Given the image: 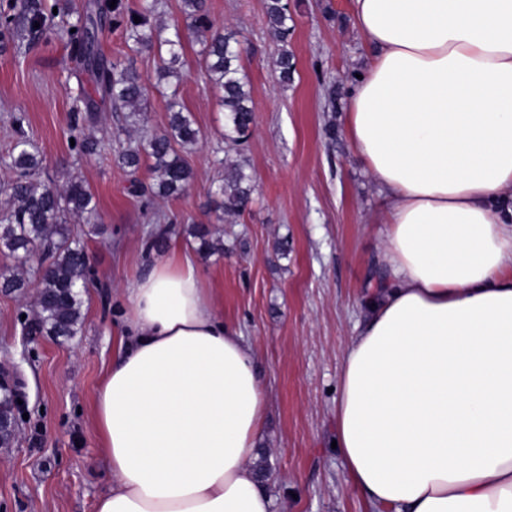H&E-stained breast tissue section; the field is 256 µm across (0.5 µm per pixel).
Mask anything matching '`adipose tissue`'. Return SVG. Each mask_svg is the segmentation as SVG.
<instances>
[{"instance_id":"1","label":"adipose tissue","mask_w":512,"mask_h":512,"mask_svg":"<svg viewBox=\"0 0 512 512\" xmlns=\"http://www.w3.org/2000/svg\"><path fill=\"white\" fill-rule=\"evenodd\" d=\"M352 13L345 129L386 200L385 280L337 375V448L376 512H512V0ZM93 412L96 512H271L260 369L180 248L128 288Z\"/></svg>"}]
</instances>
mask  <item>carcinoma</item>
I'll return each instance as SVG.
<instances>
[{
    "instance_id": "obj_1",
    "label": "carcinoma",
    "mask_w": 512,
    "mask_h": 512,
    "mask_svg": "<svg viewBox=\"0 0 512 512\" xmlns=\"http://www.w3.org/2000/svg\"><path fill=\"white\" fill-rule=\"evenodd\" d=\"M14 6L0 11V36L5 40L21 39L25 32L50 30L45 9L27 10L26 7L10 14ZM157 9V0H142L139 9L125 12L122 0L112 8V23L123 27L126 40L146 48L167 47L169 64L163 67V77H174L170 65L180 59L182 33L174 28L169 35L166 27L151 23ZM183 13L188 29L201 36L205 74L220 92L219 102L224 108V139L244 142L250 135L253 108L250 86L240 65L238 41L231 33L216 26L206 11L205 0H183ZM140 17L141 22L134 21ZM288 6L283 0H267V20L271 36L285 44L291 27L288 26ZM39 28H34V25ZM95 22L88 20L71 24L57 35L80 58L91 42ZM279 80L286 84L294 72L293 56L282 49L277 61ZM96 90L109 98L117 112H129L133 118L147 105V84L130 65L109 62L91 71ZM169 123L166 130L144 140L142 145L129 147L119 154V160L131 173H136L147 159L154 182L149 187L132 183L133 192L152 201L157 197L177 196L185 192L192 178L182 151L199 142V130L190 113L177 101L169 103ZM73 149L91 154L98 143L85 135L78 125L71 128ZM38 151L19 135L10 154L9 168L14 176L0 188L6 200L0 208V249H6L17 265L0 271V290L22 294L28 288L27 259L38 257L43 261L36 297L35 329L49 336L68 339L78 333L83 323V289L91 276V264L86 250V239L101 234V227L91 223L96 214V202L91 190L79 179L63 185L35 178L40 169ZM222 197L218 207L226 213H240L250 201V176L242 161L224 163V179L218 188ZM187 233L197 243L204 256L224 252V241L214 237L207 224H191ZM19 405L4 392L0 394V447H9L15 441L13 430L18 428Z\"/></svg>"
}]
</instances>
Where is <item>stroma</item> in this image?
I'll use <instances>...</instances> for the list:
<instances>
[{
    "label": "stroma",
    "instance_id": "35a3bbf8",
    "mask_svg": "<svg viewBox=\"0 0 512 512\" xmlns=\"http://www.w3.org/2000/svg\"><path fill=\"white\" fill-rule=\"evenodd\" d=\"M288 43L295 71L278 78L283 45L268 31L266 0H207L210 18L241 42L254 122L247 140H224L219 92L201 66L196 35L183 41L177 86H157L168 56L136 50L123 28L102 22L97 38L111 60L132 64L149 88L147 110L128 132L109 102L83 124L95 153L73 150L69 128L79 90L94 92L90 73L57 36L0 42V182L12 175L13 119L38 150L40 179L81 177L94 194L103 235L87 240L92 276L83 296L80 333L62 341L29 335L37 279L25 295L0 292V369L13 371L27 393L19 437L0 447V512H94L110 488L93 398L112 363V336L124 318L126 290L145 268L144 252L161 227L193 254L217 308L250 346L263 369L267 422L258 465L275 492L272 512H373L347 481L336 438V379L378 263L385 201L344 130L348 93L362 73L367 49L351 0H288ZM177 98L201 136L185 159L193 171L181 196L145 205L132 180L148 184V168L130 174L122 150L163 131L168 102ZM336 129L335 138L325 134ZM246 159L254 191L232 216L216 208L223 160ZM210 225L224 251L208 257L184 233ZM288 239V254L277 242Z\"/></svg>",
    "mask_w": 512,
    "mask_h": 512
}]
</instances>
